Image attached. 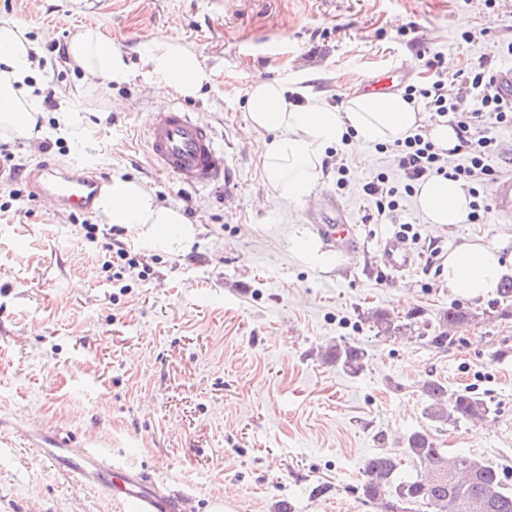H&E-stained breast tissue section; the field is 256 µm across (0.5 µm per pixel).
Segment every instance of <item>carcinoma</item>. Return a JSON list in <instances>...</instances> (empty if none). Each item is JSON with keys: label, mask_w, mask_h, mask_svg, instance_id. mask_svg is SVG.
Instances as JSON below:
<instances>
[{"label": "carcinoma", "mask_w": 512, "mask_h": 512, "mask_svg": "<svg viewBox=\"0 0 512 512\" xmlns=\"http://www.w3.org/2000/svg\"><path fill=\"white\" fill-rule=\"evenodd\" d=\"M378 332L393 335L404 328L399 317L388 311L369 316ZM469 316L455 308L440 313L428 343L448 349L454 332L467 325ZM325 359L351 375L364 366L365 351L357 344L328 347ZM424 416L429 426L408 433L398 453H381L368 458L359 484L360 498L375 512H512V486L504 471L482 458L450 455L437 446L435 432L461 422L486 420L491 407L486 400L467 391L448 390V385L429 376L419 385ZM414 467L402 475L403 462Z\"/></svg>", "instance_id": "carcinoma-1"}]
</instances>
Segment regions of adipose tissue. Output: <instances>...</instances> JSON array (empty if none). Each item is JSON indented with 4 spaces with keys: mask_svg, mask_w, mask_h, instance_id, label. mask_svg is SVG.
<instances>
[{
    "mask_svg": "<svg viewBox=\"0 0 512 512\" xmlns=\"http://www.w3.org/2000/svg\"><path fill=\"white\" fill-rule=\"evenodd\" d=\"M37 40L10 21H0V124L20 136L36 139L41 130L39 100L27 80L39 65ZM146 60L156 76L175 94L196 96L209 76L199 54L181 41L168 38L148 44ZM65 64L79 70L87 86L103 88L122 83L128 64L109 36L95 28L74 36L65 48ZM252 128L270 133L262 146L263 180L270 193L269 206L309 195L322 170L325 151L349 143L352 154L363 147L391 144L426 128L436 148L456 144V133L445 122L425 124L402 94L341 92V105L310 95L293 104L278 81L259 80L245 92ZM471 196L462 180L431 177L417 185L415 205L425 223L460 224L470 210ZM101 223L121 225L166 250L184 247L195 235L181 210L156 202L152 188L136 178L115 177L100 197ZM169 234H160V227ZM503 242L470 239L449 250L444 278L455 294L478 300L494 294L502 275Z\"/></svg>",
    "mask_w": 512,
    "mask_h": 512,
    "instance_id": "adipose-tissue-1",
    "label": "adipose tissue"
}]
</instances>
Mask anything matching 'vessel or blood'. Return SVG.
Listing matches in <instances>:
<instances>
[{"label":"vessel or blood","instance_id":"obj_1","mask_svg":"<svg viewBox=\"0 0 512 512\" xmlns=\"http://www.w3.org/2000/svg\"><path fill=\"white\" fill-rule=\"evenodd\" d=\"M405 78L403 71L391 69L376 74L363 84L364 91L388 94ZM146 146L149 159L158 173L175 178L190 187L211 186L230 182V172L224 161V151L215 142L211 128L184 107L174 105L154 113L146 128ZM79 173L69 174L50 165L39 166L31 175L36 183V196L47 197L54 205L72 213L94 214L96 204L109 181L95 176L96 162L82 158ZM495 209L512 217V172L499 175L494 188ZM307 214L319 238L331 245L344 246L353 252L359 246L357 227L352 224L347 210L332 200L311 199ZM379 260L395 276L411 271L415 255L407 242L392 235L379 245ZM59 447L74 464L89 462L93 468L119 481L117 499L133 506L135 512H161V501L141 488L130 470L106 462L97 453L84 448L70 447L60 442Z\"/></svg>","mask_w":512,"mask_h":512}]
</instances>
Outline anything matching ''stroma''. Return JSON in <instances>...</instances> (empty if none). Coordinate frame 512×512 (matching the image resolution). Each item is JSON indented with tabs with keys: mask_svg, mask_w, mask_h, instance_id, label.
Here are the masks:
<instances>
[{
	"mask_svg": "<svg viewBox=\"0 0 512 512\" xmlns=\"http://www.w3.org/2000/svg\"><path fill=\"white\" fill-rule=\"evenodd\" d=\"M0 18L52 42L99 29L130 67L103 96L55 65V89L79 120L56 127L44 113L43 137L60 140L57 151L17 137L27 169L46 162L71 172L92 156L102 173L149 182L160 204L188 211L196 228L179 251L127 232L150 275L123 288L112 281L110 225L89 243L67 212L37 197L10 202L0 182V204L11 205L0 211V512H125L104 482L40 455L53 436L126 462L152 493L188 496L190 512H209L219 496L232 512H373L356 492L363 464L425 425L419 385L430 375L492 408L484 423L439 432L440 446L512 479V299L471 301L450 292L443 274L449 248L484 237L506 240L512 276V220L492 212L482 224H428L409 197L392 222L364 223L363 184L376 170L399 173L370 146L346 189L330 169L314 188L348 209L363 250L336 255L329 268L305 265L293 243L313 233L306 203L266 207L267 135L251 127L244 97L224 94L275 79L332 102L338 86L407 63L419 84L425 50L452 65L491 54L511 67L512 0H0ZM466 29L477 34L469 44ZM150 38L197 51L210 73L197 97L171 93L155 76L143 47ZM162 104L213 128L230 186L192 189L155 172L144 131ZM403 222L420 234L418 265L394 279L378 246ZM451 307L472 320L447 351L433 350L424 338ZM376 310L413 325L377 332L367 319ZM343 342L366 351L358 375L322 356Z\"/></svg>",
	"mask_w": 512,
	"mask_h": 512,
	"instance_id": "1",
	"label": "stroma"
}]
</instances>
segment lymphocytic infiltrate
Instances as JSON below:
<instances>
[{
    "label": "lymphocytic infiltrate",
    "instance_id": "obj_1",
    "mask_svg": "<svg viewBox=\"0 0 512 512\" xmlns=\"http://www.w3.org/2000/svg\"><path fill=\"white\" fill-rule=\"evenodd\" d=\"M424 66L431 73L430 80L406 87L404 95L414 107L429 112L432 120H448L457 138L453 152L460 161L452 166L445 163L420 130L394 144L377 145V152L393 155L400 176L394 179L378 171L364 184L363 191L374 204L365 219L375 224L387 220L402 198L413 196L418 182L443 175L467 184L473 197L467 221L483 223L491 205L480 189L497 179L490 160L497 156L503 164L512 165V151H504L495 135L498 129L512 128V101L500 91L493 56L451 72L442 54L435 52L428 54Z\"/></svg>",
    "mask_w": 512,
    "mask_h": 512
}]
</instances>
